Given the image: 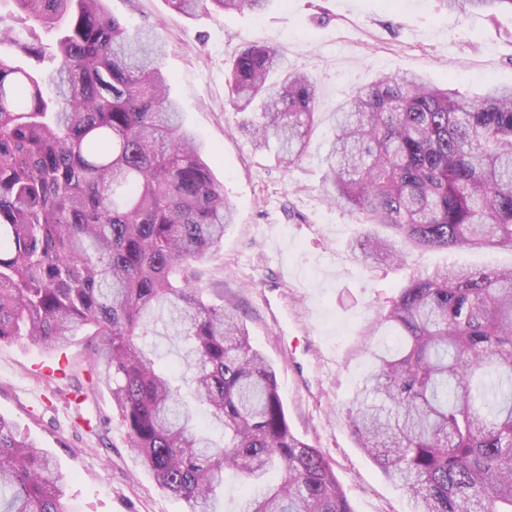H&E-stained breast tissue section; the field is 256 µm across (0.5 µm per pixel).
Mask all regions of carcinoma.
Here are the masks:
<instances>
[{
    "mask_svg": "<svg viewBox=\"0 0 512 512\" xmlns=\"http://www.w3.org/2000/svg\"><path fill=\"white\" fill-rule=\"evenodd\" d=\"M10 2L58 38H11L17 55L51 63L45 73L0 57V343L61 350L89 336L98 375L75 397L109 386L129 447L183 512H218L227 470L254 491L240 512H353L322 451L288 424L244 314L201 286L234 210L168 95L161 37L128 30L107 0ZM165 2L261 15L272 0ZM440 2L465 17L512 11ZM226 88L253 112L255 148L303 157L316 88L277 47L241 50ZM325 163L327 200L392 231L362 233L363 263L404 264L401 243L512 252V87L466 98L383 74L336 113ZM160 323L181 346L179 371L145 345ZM380 323L395 349L375 353L348 409L357 446L412 512H512V267L414 275ZM66 498L50 454L0 415V512H67Z\"/></svg>",
    "mask_w": 512,
    "mask_h": 512,
    "instance_id": "1",
    "label": "carcinoma"
}]
</instances>
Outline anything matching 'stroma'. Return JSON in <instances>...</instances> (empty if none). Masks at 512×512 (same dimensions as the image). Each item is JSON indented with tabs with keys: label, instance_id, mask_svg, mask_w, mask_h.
I'll return each instance as SVG.
<instances>
[{
	"label": "stroma",
	"instance_id": "stroma-1",
	"mask_svg": "<svg viewBox=\"0 0 512 512\" xmlns=\"http://www.w3.org/2000/svg\"><path fill=\"white\" fill-rule=\"evenodd\" d=\"M128 28L160 26L162 60L183 124L210 148L206 161L236 210L203 285L246 317L251 341L274 365L288 422L320 448L354 512H411L405 493L356 447L347 408L373 370L374 350L391 346L377 326L410 274L444 266H512L508 250L409 253L403 267L355 260L362 231L326 204L320 188L335 113L378 74L413 71L474 97L512 86V12L462 17L438 0H275L248 12L190 18L165 0H108ZM276 46L285 67L316 86L317 124L291 166L275 149H253L225 92L232 59L249 45ZM87 337L60 355L26 342L0 344V414L58 459L70 487L69 512H183L127 446L108 388L75 423L73 381L48 379L69 357L86 368Z\"/></svg>",
	"mask_w": 512,
	"mask_h": 512
}]
</instances>
